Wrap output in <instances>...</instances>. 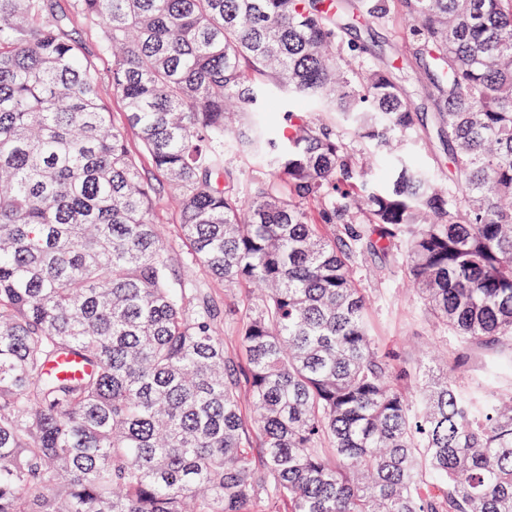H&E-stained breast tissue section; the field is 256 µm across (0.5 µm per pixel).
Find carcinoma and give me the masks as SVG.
Returning <instances> with one entry per match:
<instances>
[{
  "label": "carcinoma",
  "instance_id": "carcinoma-1",
  "mask_svg": "<svg viewBox=\"0 0 512 512\" xmlns=\"http://www.w3.org/2000/svg\"><path fill=\"white\" fill-rule=\"evenodd\" d=\"M73 11L0 0V512H512V390L476 397L428 359L410 400L353 276L402 261L440 326L512 368V0ZM392 14L446 175L403 86L345 44ZM143 155L195 263L246 294L244 370ZM96 78L100 95L109 104L112 121L116 125L124 126L125 106L119 98L112 96L111 80L106 62H98ZM141 174L155 185L154 213L157 224L163 226L166 243L179 267L191 257L183 240L178 216L171 206V191L168 184L156 173L151 160L144 156L141 160Z\"/></svg>",
  "mask_w": 512,
  "mask_h": 512
}]
</instances>
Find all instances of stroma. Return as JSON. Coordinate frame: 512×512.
Masks as SVG:
<instances>
[{
  "mask_svg": "<svg viewBox=\"0 0 512 512\" xmlns=\"http://www.w3.org/2000/svg\"><path fill=\"white\" fill-rule=\"evenodd\" d=\"M349 42L366 47V60L398 71L402 60L397 50L402 42L398 27L388 24L370 28L356 26L347 33ZM141 174L155 188L154 213L164 230L166 243L177 264L190 258L183 240L178 216L174 211L168 184L156 173L149 158L141 160ZM354 278L369 300L373 333L380 346L390 349L397 365L410 369L419 366L425 349H433L447 360L448 371L458 385L467 391L494 386L512 388V370H503L496 379H489L493 362L500 357L498 350L470 346L459 342L449 331L440 327L429 314L419 295L407 281V272L398 261L377 255H367L362 267L355 269Z\"/></svg>",
  "mask_w": 512,
  "mask_h": 512,
  "instance_id": "35a3bbf8",
  "label": "stroma"
}]
</instances>
